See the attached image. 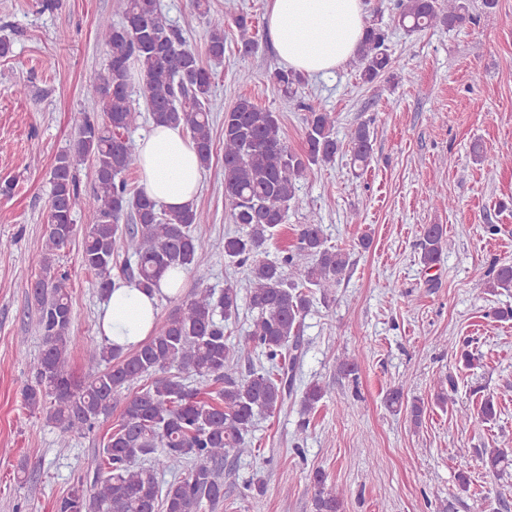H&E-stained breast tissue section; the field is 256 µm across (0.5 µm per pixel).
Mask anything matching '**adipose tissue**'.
<instances>
[{"instance_id":"adipose-tissue-1","label":"adipose tissue","mask_w":512,"mask_h":512,"mask_svg":"<svg viewBox=\"0 0 512 512\" xmlns=\"http://www.w3.org/2000/svg\"><path fill=\"white\" fill-rule=\"evenodd\" d=\"M268 33L281 60L308 76L326 74L352 57L366 23L363 0H268ZM141 189L157 204L179 209L193 204L202 168L190 139L178 127L152 126L136 148ZM181 274L169 272L160 290L148 293L114 279L98 307L103 339L129 351L150 336L160 295L176 292Z\"/></svg>"}]
</instances>
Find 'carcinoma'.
<instances>
[{
    "mask_svg": "<svg viewBox=\"0 0 512 512\" xmlns=\"http://www.w3.org/2000/svg\"><path fill=\"white\" fill-rule=\"evenodd\" d=\"M395 9L398 27L409 35L475 21L470 0H396ZM232 22L244 52L255 51L252 19L239 13ZM225 25L224 19L210 22L208 53L217 61L224 59ZM98 38L109 54L103 69L87 75L83 93L101 105L106 122L84 118L70 148L58 155L50 172L43 274L30 284L43 350L37 381L23 392V400L31 411L47 408V419L63 444L75 433L93 430L99 419L122 406L118 428L84 462L86 472L95 477L93 502H88L79 481L58 502L57 512H201L205 504L224 498V462L252 454L246 435L255 416H272L285 405L293 390L289 365L297 357L313 297L318 293L327 298L348 267L346 253L327 245L314 215L299 225L294 245L278 258L265 257V246L285 223L288 209L302 205L300 182L313 168L335 162L336 116L305 106L304 146L294 151L276 113L248 98L224 112V199L231 223L238 226L224 235V259L246 268L248 304L256 312L244 341L234 343L224 331V323L239 312L237 286L226 284L218 297L200 289L177 312L156 323L152 336L135 349L124 351L106 343L87 347L88 362L105 368L81 380L67 368L77 342L69 294L64 278L51 273L52 256L78 232L72 218L79 199L74 161L94 162L81 262L101 276V294L112 286V258L119 249L134 259L124 278L158 289L168 270L190 269L198 253L209 247L201 231V225L209 223L206 213L193 204L168 210L141 191L133 193L126 173L135 165L129 133L142 119L132 99V68L143 75L140 96L152 124L186 131L203 168L212 158V71L170 23L159 0H122L120 21L101 19ZM387 40L381 23L367 25L354 55L364 83L392 77L394 60ZM269 79L291 97L303 75L278 68ZM372 152V132L361 123L351 132V164L368 166ZM443 243V225H425L420 256L424 268L440 262ZM484 290L512 291V264L500 265ZM249 344L262 350L270 367L238 376L235 360ZM182 373L197 377L201 386L186 385ZM144 377L151 382L128 393ZM208 381L223 387L212 392ZM324 396L320 384H309L300 398V413L310 415ZM506 447L505 441L501 448L481 450L482 466L497 476L505 472L512 466ZM182 471L187 472L184 479L165 487L157 480L159 472ZM314 485V512H343L342 493L326 485L323 473L314 474Z\"/></svg>",
    "mask_w": 512,
    "mask_h": 512,
    "instance_id": "cac0c4a2",
    "label": "carcinoma"
}]
</instances>
